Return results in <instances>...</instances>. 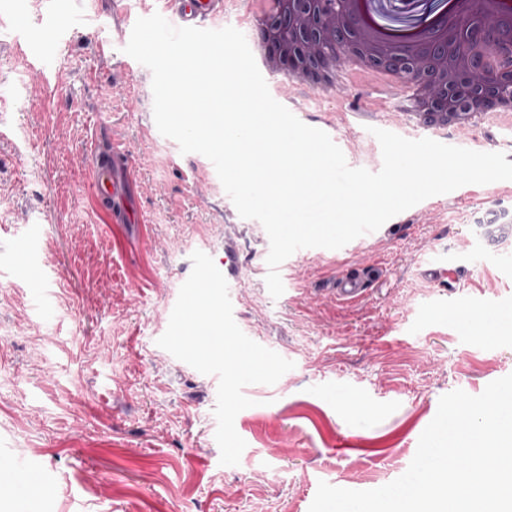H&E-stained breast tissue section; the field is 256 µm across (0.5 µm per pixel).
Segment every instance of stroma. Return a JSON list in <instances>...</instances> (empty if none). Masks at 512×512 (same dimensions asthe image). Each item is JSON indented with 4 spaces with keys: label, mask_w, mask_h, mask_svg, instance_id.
<instances>
[{
    "label": "stroma",
    "mask_w": 512,
    "mask_h": 512,
    "mask_svg": "<svg viewBox=\"0 0 512 512\" xmlns=\"http://www.w3.org/2000/svg\"><path fill=\"white\" fill-rule=\"evenodd\" d=\"M156 0H15L0 11V462L24 461L39 512H309L319 482L371 490L405 473L441 396L480 394L512 374V273L479 256L471 212L512 209V181L462 186L339 249L288 259V290L267 289L269 237L240 217L200 157L158 131L152 74L124 52ZM111 51L98 52L100 42ZM41 57L46 76L31 71ZM308 126L335 134L348 165L376 172L373 129L505 153L512 113L434 134L409 125L367 81L342 104L270 86ZM122 145L140 224L95 208L92 148ZM39 235L34 258L23 245ZM244 265L229 296L238 327L287 356L276 384H251L235 429L246 447L220 463L218 383L158 346L194 251ZM453 281L424 273L432 254ZM375 265L362 299L337 277ZM49 289L45 309L33 291Z\"/></svg>",
    "instance_id": "obj_1"
}]
</instances>
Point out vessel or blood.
Returning <instances> with one entry per match:
<instances>
[{
    "label": "vessel or blood",
    "instance_id": "1",
    "mask_svg": "<svg viewBox=\"0 0 512 512\" xmlns=\"http://www.w3.org/2000/svg\"><path fill=\"white\" fill-rule=\"evenodd\" d=\"M163 17L176 27L207 28L208 23L223 9V0H162ZM94 202L113 216L126 218L128 197L132 185L131 171L126 161L116 154H100L91 170ZM476 224L474 247L492 256L500 245L512 240V211L487 209L475 212ZM367 289L365 280L358 275H348L337 280L335 291L338 298L355 301Z\"/></svg>",
    "mask_w": 512,
    "mask_h": 512
}]
</instances>
